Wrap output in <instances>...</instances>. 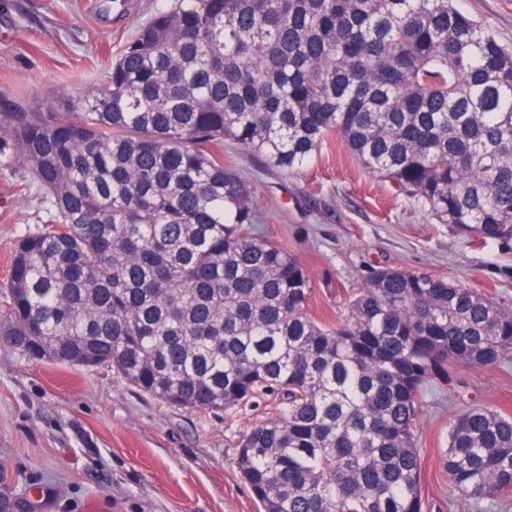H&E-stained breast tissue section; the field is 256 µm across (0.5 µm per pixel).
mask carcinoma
Instances as JSON below:
<instances>
[{
  "label": "carcinoma",
  "instance_id": "cac0c4a2",
  "mask_svg": "<svg viewBox=\"0 0 512 512\" xmlns=\"http://www.w3.org/2000/svg\"><path fill=\"white\" fill-rule=\"evenodd\" d=\"M59 106L0 99V169L40 226L18 240L0 331L82 353L174 407L275 412L239 441L260 512H424L426 386L512 355V310L444 275L384 267L334 323L308 271L259 229L230 138L300 171L336 135L477 244L512 243V46L454 0H174ZM453 491L512 494V416L448 428Z\"/></svg>",
  "mask_w": 512,
  "mask_h": 512
}]
</instances>
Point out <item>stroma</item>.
<instances>
[{
  "label": "stroma",
  "mask_w": 512,
  "mask_h": 512,
  "mask_svg": "<svg viewBox=\"0 0 512 512\" xmlns=\"http://www.w3.org/2000/svg\"><path fill=\"white\" fill-rule=\"evenodd\" d=\"M125 2L110 12L105 0H0V95L51 112L61 96L92 84L171 0ZM455 6L512 44V0ZM224 163L253 188L264 234L308 270L316 319L343 316L350 296L384 266L448 276L512 309V248L473 244L362 168L339 137L298 172L266 166L230 139ZM21 179L0 171V283L40 214ZM461 402L512 415V361L459 365L450 383L429 386L418 422L425 504L429 512H512V499L463 501L448 483L443 455ZM266 409L263 400L217 413L173 407L110 369L25 360L0 335V499L9 512H258L235 458Z\"/></svg>",
  "instance_id": "stroma-1"
}]
</instances>
